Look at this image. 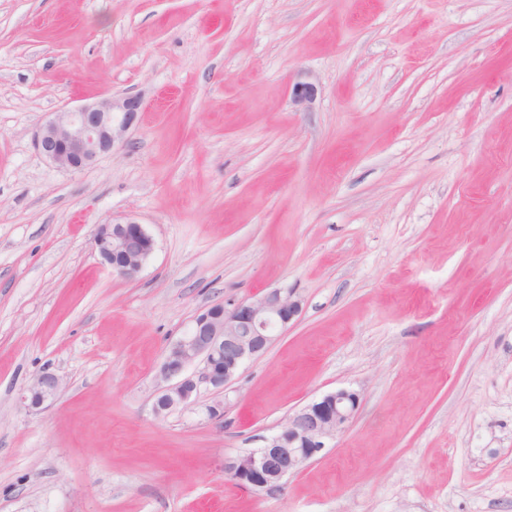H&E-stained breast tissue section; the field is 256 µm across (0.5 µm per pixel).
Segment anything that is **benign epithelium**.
<instances>
[{"instance_id": "7a95c632", "label": "benign epithelium", "mask_w": 512, "mask_h": 512, "mask_svg": "<svg viewBox=\"0 0 512 512\" xmlns=\"http://www.w3.org/2000/svg\"><path fill=\"white\" fill-rule=\"evenodd\" d=\"M313 97L311 84L293 85V102L306 104ZM140 108L139 98L125 96L54 112L34 134L35 148L61 170L82 171L123 145ZM93 244L102 263L127 279L137 276L154 251V239L133 219L98 225ZM118 254L123 262L112 263V256ZM300 312V300L280 290L269 291L251 302L217 304L199 312L187 336L171 345L161 365L165 386L156 402V412L190 404L203 387L217 393L224 390L242 365L264 354L276 333L288 329ZM196 360L203 363L201 371L187 373V367ZM60 386L57 375L43 372L34 378L21 400L28 407L40 408L56 398ZM359 406L360 396L354 391L329 392L288 417L262 447L224 460V472L243 488L278 493L289 476L347 428Z\"/></svg>"}]
</instances>
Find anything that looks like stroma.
Masks as SVG:
<instances>
[{
	"mask_svg": "<svg viewBox=\"0 0 512 512\" xmlns=\"http://www.w3.org/2000/svg\"><path fill=\"white\" fill-rule=\"evenodd\" d=\"M127 95L86 170L35 150ZM128 218L131 280L92 247ZM276 289L268 351L156 414L194 317ZM341 388L281 492L225 476ZM0 512H512V0H0ZM141 105L139 98L125 96L51 113L34 134L35 148L61 170L82 171L123 145ZM131 243H135L133 248ZM94 248L102 263L120 277L133 279L154 251V239L144 225L133 219L98 225ZM122 255L121 264L112 263V255ZM60 386L61 380L57 375L43 372L34 378L21 400L28 407L40 408L56 398Z\"/></svg>",
	"mask_w": 512,
	"mask_h": 512,
	"instance_id": "obj_1",
	"label": "stroma"
}]
</instances>
